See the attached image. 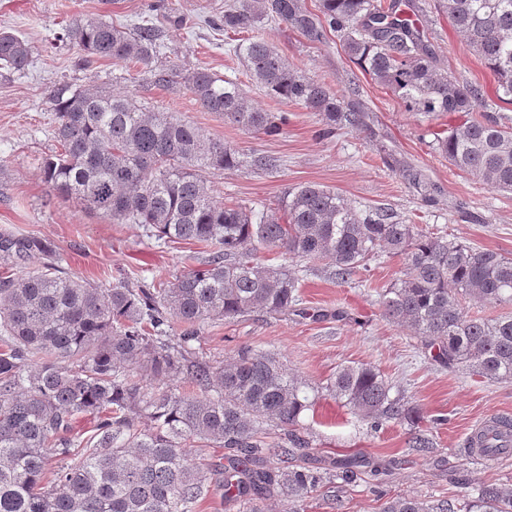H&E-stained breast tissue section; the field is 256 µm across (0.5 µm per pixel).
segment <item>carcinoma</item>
Returning <instances> with one entry per match:
<instances>
[{
  "label": "carcinoma",
  "mask_w": 512,
  "mask_h": 512,
  "mask_svg": "<svg viewBox=\"0 0 512 512\" xmlns=\"http://www.w3.org/2000/svg\"><path fill=\"white\" fill-rule=\"evenodd\" d=\"M236 0L224 7V32L255 31L266 17L313 33L326 25L344 52L411 112L469 113L478 87L437 67L411 20L381 0H320L322 17L298 0ZM455 29L512 103V0H444ZM61 38L101 59L139 64L143 80L186 87L196 100L242 129L273 135L288 123L284 112L254 107L238 82L203 68L193 71L161 54L159 29H133L102 18L79 20ZM235 52L253 80L285 104L322 116L326 133L358 126V90L338 96L299 74L258 35ZM33 46L0 31V70L25 71ZM60 150L43 159L44 183L85 211L117 224H140L168 242L212 243L209 260L157 287L121 283L100 288L56 274L54 244L36 236L0 234V259L41 270L0 278V512H194L211 485L257 500L277 494L300 512L319 487L356 482L361 461L324 467L266 466L308 448L299 433L314 404L307 387L288 376L275 356L244 350L213 366L191 359L200 326L256 310L288 312L299 298L298 278L259 264L263 249L303 260L329 258L346 282L375 254L404 258L400 277L381 295L383 315L411 327L433 358L450 369L493 381H512V312L473 316L467 304L512 306V259L470 244L433 237L384 212L359 211L336 191L304 184L275 207L214 202L207 174L241 167L269 169L271 156L248 160L207 138L171 112L156 111L133 95L55 85ZM451 165L487 186L512 192V126L467 120L436 138ZM183 324L178 339L172 321ZM164 377L154 387L148 378ZM375 369L344 366L328 387L334 399L374 427L422 419ZM96 419L94 433L73 436L78 415ZM284 431L264 440L268 422ZM197 443L227 450L225 464L190 463ZM457 501L389 499L382 512H512V490L476 481Z\"/></svg>",
  "instance_id": "obj_1"
}]
</instances>
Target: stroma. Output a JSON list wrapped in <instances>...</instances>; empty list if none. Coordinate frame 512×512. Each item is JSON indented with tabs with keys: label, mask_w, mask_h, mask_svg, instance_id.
<instances>
[{
	"label": "stroma",
	"mask_w": 512,
	"mask_h": 512,
	"mask_svg": "<svg viewBox=\"0 0 512 512\" xmlns=\"http://www.w3.org/2000/svg\"><path fill=\"white\" fill-rule=\"evenodd\" d=\"M225 0H0V29L24 36L33 46L22 74L0 78V233L34 234L58 249L63 275L113 286L126 281L147 285L170 281L210 258L213 246L163 243L137 224H115L82 210L43 183L40 167L58 150L56 116L47 96L62 81L81 89H106L137 96L163 112L194 123L206 137L247 156L281 159L273 170H224L210 175L217 202L259 208L275 203L300 184L335 190L355 208L381 209L423 231L493 250L512 258V193L500 192L459 171L435 150L436 133L460 123L456 114L425 116L407 111L402 101L376 84L344 53L331 30L313 38L287 23L263 21V37L289 65L334 93L359 90L363 123L320 136V115L284 104L265 94L249 76L233 48L240 35L224 34ZM412 14L439 68L462 82L479 86L476 116L488 115L512 126V104L503 102L492 73L455 30L439 0H401ZM100 17L128 28L143 18L163 32L164 51L185 68L199 67L237 81L247 98L267 112H287L279 134H251L206 111L184 88L171 90L137 80L131 63L90 56L76 45L54 42L56 32L76 20ZM420 169L439 191L404 180L393 159ZM266 267L294 270L301 300L294 311L205 323L192 344L195 360L215 364L244 348L275 354L291 374L308 385H326L344 365L369 364L424 416L421 424L433 446L408 447L407 424L386 422L371 429L350 407L321 397L304 417L310 449L305 456H272V469L317 466L361 457L368 467L356 483L318 489L302 505L304 512H382L398 495L420 499H457L462 479L476 476L512 488V457L475 458L463 444L483 420H512V382L490 381L435 362L407 326L384 317L381 293L399 275L403 259L381 254L353 280L337 282L330 261L292 262L278 251L263 250Z\"/></svg>",
	"instance_id": "obj_1"
}]
</instances>
